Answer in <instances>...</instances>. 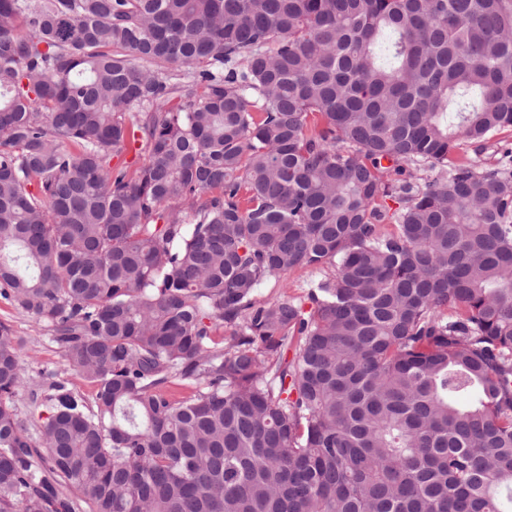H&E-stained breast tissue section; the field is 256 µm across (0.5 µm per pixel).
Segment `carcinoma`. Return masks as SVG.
<instances>
[{
    "label": "carcinoma",
    "instance_id": "carcinoma-1",
    "mask_svg": "<svg viewBox=\"0 0 512 512\" xmlns=\"http://www.w3.org/2000/svg\"><path fill=\"white\" fill-rule=\"evenodd\" d=\"M506 127L512 0H0V512H512ZM505 147H512V129L501 131L487 142L463 141L453 158H466L480 167L494 168L497 166ZM319 278H321V275L318 271L299 268L280 279H271L265 282L258 290L259 297L271 299L282 296L284 292H287L288 296L300 297L303 295L301 287L306 282ZM285 286H288V288H284ZM0 322L9 325L22 339L25 383L16 393L14 402L20 416L27 420L29 434L36 441L39 425L47 416L43 405L45 374L62 370L60 349L32 317L3 298H0Z\"/></svg>",
    "mask_w": 512,
    "mask_h": 512
}]
</instances>
